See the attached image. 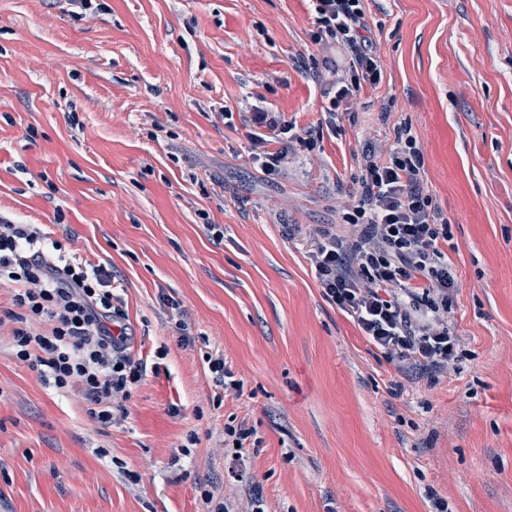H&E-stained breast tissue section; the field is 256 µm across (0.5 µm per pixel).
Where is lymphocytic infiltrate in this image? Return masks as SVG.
I'll return each instance as SVG.
<instances>
[{
    "mask_svg": "<svg viewBox=\"0 0 512 512\" xmlns=\"http://www.w3.org/2000/svg\"><path fill=\"white\" fill-rule=\"evenodd\" d=\"M314 42L345 52L347 68L322 60L327 114H335L364 84L381 79L380 60L367 36L364 0H310ZM247 133L250 158L264 175L284 173L295 148L314 150L316 137L300 134L276 113L255 110ZM423 154L410 131H399L387 160L364 156L359 188L343 215L351 239L323 231L310 256L325 297L357 323L390 358L425 373L459 359V339L446 320L455 276L442 251L451 229L420 180ZM61 241L40 224L0 217V288L12 307L0 316L11 327L14 355L36 367L57 392L79 391L90 417L111 426L114 411L146 374L129 346L112 300V272L74 263Z\"/></svg>",
    "mask_w": 512,
    "mask_h": 512,
    "instance_id": "f902f5d3",
    "label": "lymphocytic infiltrate"
}]
</instances>
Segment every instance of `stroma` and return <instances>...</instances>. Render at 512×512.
Listing matches in <instances>:
<instances>
[{
    "label": "stroma",
    "mask_w": 512,
    "mask_h": 512,
    "mask_svg": "<svg viewBox=\"0 0 512 512\" xmlns=\"http://www.w3.org/2000/svg\"><path fill=\"white\" fill-rule=\"evenodd\" d=\"M364 5L382 78L331 132L309 0H0V215L111 267L147 365L104 427L0 335V512H207V491L228 512H512V0ZM257 105L323 132L274 180L249 158ZM401 128L451 224L464 355L432 374L370 344L309 260L351 234L363 154Z\"/></svg>",
    "instance_id": "1"
}]
</instances>
